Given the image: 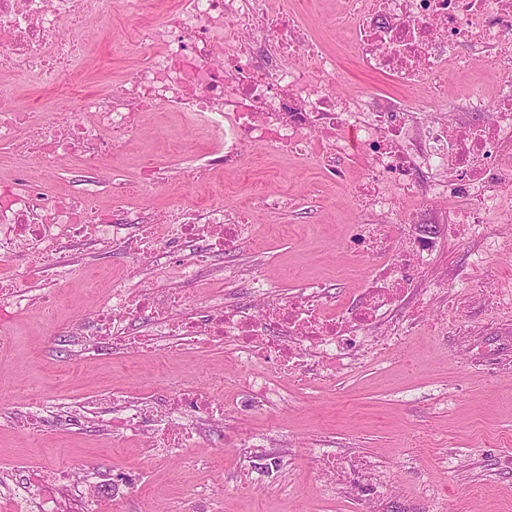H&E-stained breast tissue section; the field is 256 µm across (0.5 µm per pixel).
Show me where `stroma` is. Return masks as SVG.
Segmentation results:
<instances>
[{"label":"stroma","instance_id":"stroma-1","mask_svg":"<svg viewBox=\"0 0 512 512\" xmlns=\"http://www.w3.org/2000/svg\"><path fill=\"white\" fill-rule=\"evenodd\" d=\"M304 8L310 29L339 53L344 78L337 94H397L388 77L365 73L340 53L341 36L331 24L336 0H305ZM131 25L115 10L96 37L73 31L91 61L87 94L104 93L141 67L142 58L122 48ZM206 148L203 133L185 132L177 113L154 112L122 151L93 171L67 157L49 172L0 142V183L25 171L56 191L97 190L107 206L113 176H134L144 158L155 157L167 166L169 180L137 197L146 209L161 211L174 201L232 208L263 185L287 197V207L255 214L252 233L217 263L254 272L283 293L320 279L334 285L339 299L351 295L356 281L337 280L335 270L348 257L353 226L372 222V215L299 156L266 159L260 170L247 164L238 173L218 171L203 185L184 182L182 170L201 162ZM128 269L120 242L105 250L80 246L61 259L53 277L24 257L0 264V279L56 293L51 319L19 313L0 322L6 341L0 348L1 470L19 474L44 463L104 474L139 471L140 482L119 512H512V322H488L486 296L465 286L446 291L399 348L352 372L301 384L276 359L242 365L225 345L147 355L79 348L69 321L88 312L105 286L122 284ZM451 305L469 320L468 329H439L440 311ZM253 373L272 377L280 397L260 405L238 393L232 379ZM185 377L203 386L225 379L232 401L223 422L211 426L185 460L148 454L135 437L110 433L92 415L80 424L49 415L34 434L21 424L26 406L41 399L69 402L112 390L161 402ZM247 434L270 435V452L242 447ZM324 451L369 461L375 488L351 477L325 486L318 459Z\"/></svg>","mask_w":512,"mask_h":512}]
</instances>
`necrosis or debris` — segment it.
I'll return each mask as SVG.
<instances>
[{
	"label": "necrosis or debris",
	"mask_w": 512,
	"mask_h": 512,
	"mask_svg": "<svg viewBox=\"0 0 512 512\" xmlns=\"http://www.w3.org/2000/svg\"><path fill=\"white\" fill-rule=\"evenodd\" d=\"M337 25L344 47L363 70L386 75L400 88L397 96H340L332 87L342 79L336 54L313 39L297 0H123L137 20L127 53L144 57L137 75L111 91L89 96L79 84L80 44L69 35L100 22L107 0H0V74L49 85L70 77L80 114L15 107L0 95V140L51 165L68 156L88 164L115 153L142 127L146 113H179L208 133L207 159L188 168V180L201 183L214 172L234 171L246 150L304 157L328 169L362 210L376 222L355 227L358 248L337 276L364 275L366 285L346 300L314 283L292 296H277L265 280L237 266L211 268L207 258L248 235L246 211L279 209V198L256 192L243 209L219 204L171 205L163 213L127 206L131 192L164 185L168 170L144 163L132 184L116 183L115 206L98 207L95 193H53L19 177L0 188V262L24 250L51 267L63 251L88 241L101 247L125 245L132 264L149 258L154 270L168 268L169 250L154 242L144 250L133 228L164 224L188 248L190 262L179 274L187 281L227 280L246 290L244 303H228L220 291L208 295L209 309L198 314L180 292L155 300L139 284L111 289L90 321L70 325L71 335L113 347L152 353L176 344L198 348L219 343L236 347L251 363L275 354L293 369L315 365L322 377L351 368L352 355L373 332L388 345L412 336L430 309L436 291L423 287L420 274L437 265L447 238L464 234L497 248L488 229L512 222V211L497 210L502 193L512 190V0H339ZM495 54L497 90L486 96L473 88L450 102L440 94L449 74L471 75L468 51ZM453 111L486 114V121L459 135L448 124L424 122L425 113ZM360 153L366 162L358 182L347 184L338 153ZM404 195L421 206L451 196L468 198L466 208L448 222L421 220L411 236L393 234L409 222L395 204ZM482 255L449 272V284L464 283L491 297L492 315L512 318V288L482 274ZM51 289L31 295L26 289H0V318L40 308L51 315ZM148 318L150 330L132 336L135 319ZM83 411H108L104 427L116 434L142 436L146 448L170 458L197 447L204 429L215 422L213 389L180 380L165 402L142 399L132 405L103 396ZM73 489L82 512H101L96 480L73 468L48 479L42 467H28L20 481L0 474L8 512L55 502L60 486Z\"/></svg>",
	"instance_id": "4bbe7bcc"
}]
</instances>
